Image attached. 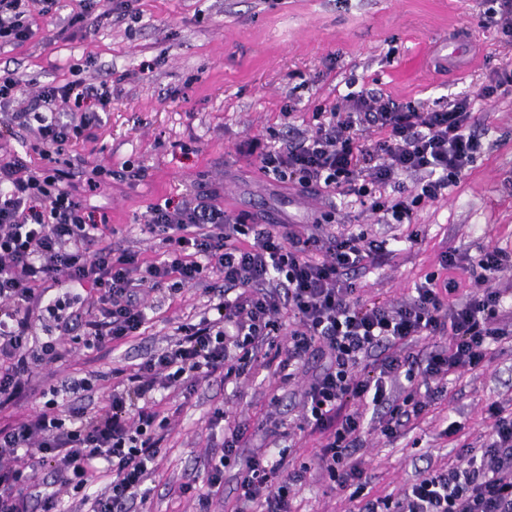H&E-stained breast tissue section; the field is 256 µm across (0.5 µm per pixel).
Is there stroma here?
Segmentation results:
<instances>
[{
    "label": "stroma",
    "mask_w": 512,
    "mask_h": 512,
    "mask_svg": "<svg viewBox=\"0 0 512 512\" xmlns=\"http://www.w3.org/2000/svg\"><path fill=\"white\" fill-rule=\"evenodd\" d=\"M75 6L60 0L53 28L1 48L0 74L21 81V107L44 87L75 80L111 91L110 105L68 155L84 170L109 172L107 185L87 193L86 203L108 215L113 242L139 260L165 250L144 228L149 206L178 204L202 188L232 216L270 212L288 224L321 223L329 235L364 229L402 237L382 265L355 275L366 299H409L445 251L475 257L496 245L512 254V93L479 96L496 70L512 64V38L487 15L492 0H133L94 33L72 24ZM352 89L403 104L445 103L462 93L476 98L482 153L447 196L422 204L411 223H380L378 213L348 195L303 197L270 181L259 161L240 150L254 137L307 129L313 112L341 105ZM132 168L141 177L129 178ZM205 301L198 288L154 294L139 336L101 350L68 345L60 361L33 368L31 390L0 407V426L32 415L43 390L83 378L93 384L83 405L101 408L115 370H132L164 347ZM312 370L302 366L287 382L263 368L238 381L215 376L190 398L165 400L171 422L161 457L143 485L146 499H134L129 512H195L187 485L224 441L222 430L209 425L214 409L248 421L245 450L253 452L270 421L296 420ZM493 403L512 414V340L493 345L483 366L449 374L443 400L403 434L364 433L356 458L370 497H399L419 471L480 447ZM289 444L291 467L310 466L291 494L292 512H357L349 489L330 487L313 466L319 435L298 431Z\"/></svg>",
    "instance_id": "1"
}]
</instances>
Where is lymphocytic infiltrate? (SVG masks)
Segmentation results:
<instances>
[{"label":"lymphocytic infiltrate","instance_id":"lymphocytic-infiltrate-1","mask_svg":"<svg viewBox=\"0 0 512 512\" xmlns=\"http://www.w3.org/2000/svg\"><path fill=\"white\" fill-rule=\"evenodd\" d=\"M57 4L0 0V48L27 41L35 19L51 15ZM90 100L97 109L111 102L108 92L92 93L78 81L50 86L8 119L12 126L35 127L32 150L41 164L0 162V405L26 388L28 362L54 363L70 342L100 349L139 335L152 294L201 284L209 305L198 322L177 326L174 341L113 384L99 410L73 407L63 418L51 398L33 415L0 428V512H30L31 490L46 466L60 488L76 491L88 489L100 467L111 469L96 512H127L161 452L167 424L159 410L162 394H183L217 374L248 376L279 332L284 309L294 327L275 355L276 367L321 358L304 390L302 425L324 433L316 465L361 499L358 512H512V418L495 417L480 453L424 470L396 499H364V472L355 458L364 445L365 405L382 408L380 431L394 436L443 396L449 373L480 366L490 346L506 336L512 290L488 285L505 268L504 249L467 260L478 289L464 302L448 304L452 284L432 272L412 298L394 305L356 296L351 280L389 254V240L362 232L325 238L313 227L261 224L246 214L227 215L196 195L150 208L145 227L167 250L164 259L138 262L106 244L109 224L97 222L67 183L70 144L96 120L85 109ZM345 100L344 107L315 113L310 129L253 138L248 151L258 154L264 174L306 192L371 198L373 209L408 224L423 202L446 195L482 150L471 97L435 107L364 91ZM408 174L419 178L415 192L383 200ZM62 278L96 288L94 311L77 322L78 296L54 299L45 311L58 335L32 349L37 288ZM417 337H444L448 344L423 360L411 348ZM381 348L387 356L368 362ZM399 379L403 395L390 398L387 385ZM214 415L224 426V448L206 462L199 506L207 507L225 468L235 464L241 468L237 512H291V488L304 471L289 470L283 454L242 457L246 420L220 408Z\"/></svg>","mask_w":512,"mask_h":512}]
</instances>
